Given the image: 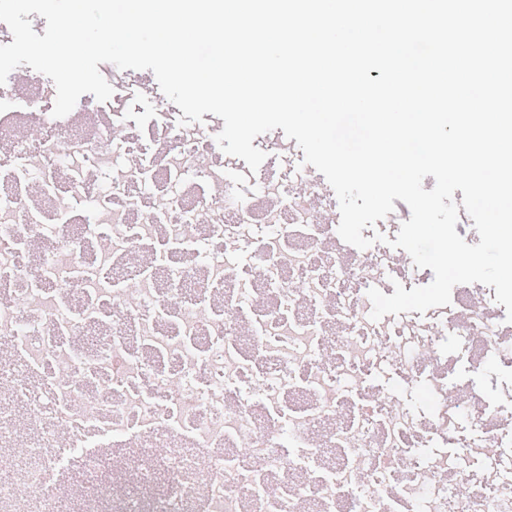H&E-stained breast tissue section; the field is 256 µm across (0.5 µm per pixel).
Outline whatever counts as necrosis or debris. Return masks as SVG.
Listing matches in <instances>:
<instances>
[{"mask_svg": "<svg viewBox=\"0 0 512 512\" xmlns=\"http://www.w3.org/2000/svg\"><path fill=\"white\" fill-rule=\"evenodd\" d=\"M55 97L39 76L28 94L0 85V137L42 130L0 156V405L35 428L16 450L17 420L0 415L5 512H59L62 446L99 494L87 512H512V421L480 391L452 397L431 375L423 416L369 396L381 363L421 377L437 334L371 320L367 288L390 267L337 249L315 172L248 193L214 130L164 125L170 103L148 134L89 136L53 117ZM457 302L477 360L511 371L482 295ZM426 434L453 453H427ZM107 437L139 442L117 502L85 454Z\"/></svg>", "mask_w": 512, "mask_h": 512, "instance_id": "necrosis-or-debris-1", "label": "necrosis or debris"}]
</instances>
